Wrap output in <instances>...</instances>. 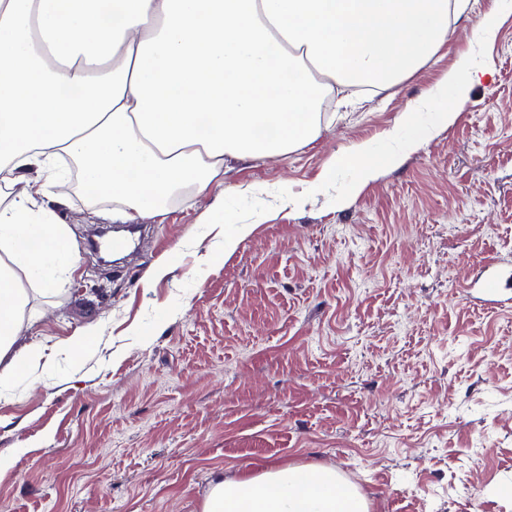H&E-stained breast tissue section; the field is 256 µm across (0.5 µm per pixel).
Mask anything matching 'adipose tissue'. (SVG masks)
I'll list each match as a JSON object with an SVG mask.
<instances>
[{"instance_id":"adipose-tissue-1","label":"adipose tissue","mask_w":512,"mask_h":512,"mask_svg":"<svg viewBox=\"0 0 512 512\" xmlns=\"http://www.w3.org/2000/svg\"><path fill=\"white\" fill-rule=\"evenodd\" d=\"M464 0H0V387L39 348L14 351L27 291H51L77 247L58 209L70 168L112 208L153 217L206 193L225 159L274 158L320 134L336 86L383 89L448 40ZM490 64L457 56L413 138L332 155L354 171L345 197L448 128ZM202 512H370L333 467L279 466L216 478Z\"/></svg>"}]
</instances>
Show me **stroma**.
I'll list each match as a JSON object with an SVG mask.
<instances>
[{
	"mask_svg": "<svg viewBox=\"0 0 512 512\" xmlns=\"http://www.w3.org/2000/svg\"><path fill=\"white\" fill-rule=\"evenodd\" d=\"M492 6L468 0L396 85L351 89L316 140L229 161L224 185L260 189L229 200L253 227L232 254L207 195L133 217L138 242L109 266L89 245L109 208L61 209L77 270L29 293L39 318L15 346L45 357L0 395V512H201L212 473L287 464L338 469L371 512H512V308L482 289L512 273V15L482 49L490 75L399 168L341 206L347 171L281 197L379 142Z\"/></svg>",
	"mask_w": 512,
	"mask_h": 512,
	"instance_id": "1",
	"label": "stroma"
}]
</instances>
